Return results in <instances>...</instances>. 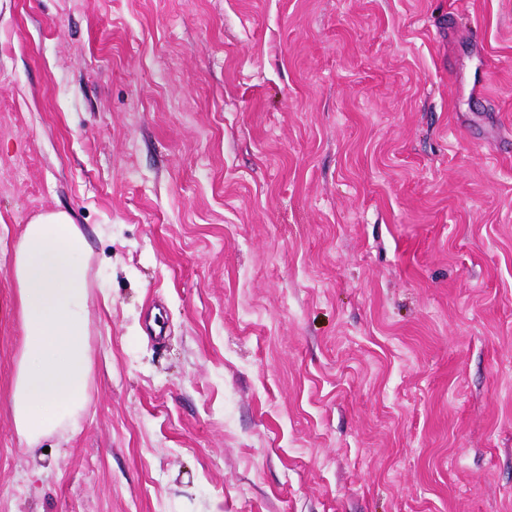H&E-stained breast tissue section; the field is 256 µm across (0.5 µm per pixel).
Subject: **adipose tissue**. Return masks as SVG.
<instances>
[{"instance_id":"obj_1","label":"adipose tissue","mask_w":512,"mask_h":512,"mask_svg":"<svg viewBox=\"0 0 512 512\" xmlns=\"http://www.w3.org/2000/svg\"><path fill=\"white\" fill-rule=\"evenodd\" d=\"M11 253L23 336L12 391V417L27 444L75 422L85 403L90 371L88 304L90 252L85 235L65 212L42 213Z\"/></svg>"}]
</instances>
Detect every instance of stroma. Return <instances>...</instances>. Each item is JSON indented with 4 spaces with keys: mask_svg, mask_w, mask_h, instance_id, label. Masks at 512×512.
I'll return each instance as SVG.
<instances>
[{
    "mask_svg": "<svg viewBox=\"0 0 512 512\" xmlns=\"http://www.w3.org/2000/svg\"><path fill=\"white\" fill-rule=\"evenodd\" d=\"M48 211L105 286L31 447L0 260V512H512V0H0Z\"/></svg>",
    "mask_w": 512,
    "mask_h": 512,
    "instance_id": "obj_1",
    "label": "stroma"
}]
</instances>
